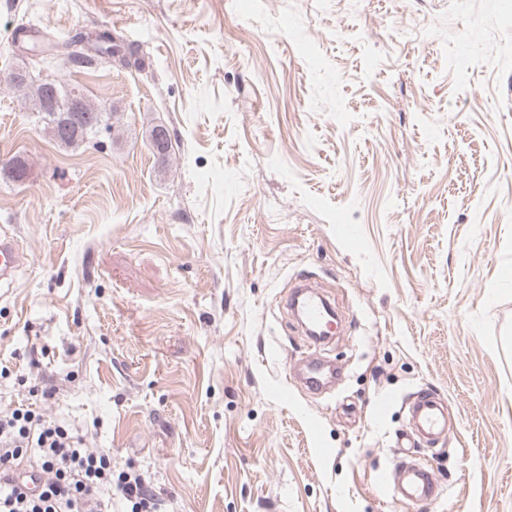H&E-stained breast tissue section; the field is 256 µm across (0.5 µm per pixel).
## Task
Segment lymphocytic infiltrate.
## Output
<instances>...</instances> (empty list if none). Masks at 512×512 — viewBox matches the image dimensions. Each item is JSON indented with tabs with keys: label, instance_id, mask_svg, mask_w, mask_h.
<instances>
[{
	"label": "lymphocytic infiltrate",
	"instance_id": "1",
	"mask_svg": "<svg viewBox=\"0 0 512 512\" xmlns=\"http://www.w3.org/2000/svg\"><path fill=\"white\" fill-rule=\"evenodd\" d=\"M158 512L143 475L112 476L107 454L31 408L0 410V512Z\"/></svg>",
	"mask_w": 512,
	"mask_h": 512
}]
</instances>
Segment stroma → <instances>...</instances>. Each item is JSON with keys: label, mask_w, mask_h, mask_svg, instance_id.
I'll return each instance as SVG.
<instances>
[{"label": "stroma", "mask_w": 512, "mask_h": 512, "mask_svg": "<svg viewBox=\"0 0 512 512\" xmlns=\"http://www.w3.org/2000/svg\"><path fill=\"white\" fill-rule=\"evenodd\" d=\"M28 24L135 52L43 69L106 108L79 148L9 83ZM0 229L28 256L0 286V406L142 474L160 512H512V24L493 0H0ZM301 277L342 319L326 393L293 378ZM422 389L452 426L415 448L442 496L407 505L378 478ZM94 36V38H92ZM93 41L96 44L93 56H75L70 54L71 60L76 64L94 65L98 61L112 64L118 62L121 65L128 64L132 55L131 48L127 46L123 38L117 33L109 31L89 32L81 37Z\"/></svg>", "instance_id": "stroma-1"}]
</instances>
